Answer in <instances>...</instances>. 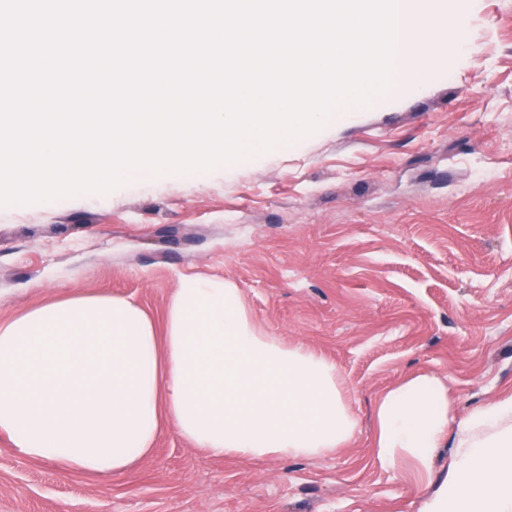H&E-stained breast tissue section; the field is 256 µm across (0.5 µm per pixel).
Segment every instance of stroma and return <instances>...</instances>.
Returning <instances> with one entry per match:
<instances>
[{"label": "stroma", "instance_id": "obj_1", "mask_svg": "<svg viewBox=\"0 0 512 512\" xmlns=\"http://www.w3.org/2000/svg\"><path fill=\"white\" fill-rule=\"evenodd\" d=\"M424 92L203 171L128 173L106 192L0 205V322L74 292L161 316L184 274L242 289L255 321L335 362L359 421L320 458L208 456L175 432L95 477L0 435V512H422L429 472L371 455L383 391L429 371L454 420L512 393V0H448Z\"/></svg>", "mask_w": 512, "mask_h": 512}]
</instances>
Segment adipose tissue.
<instances>
[{
	"mask_svg": "<svg viewBox=\"0 0 512 512\" xmlns=\"http://www.w3.org/2000/svg\"><path fill=\"white\" fill-rule=\"evenodd\" d=\"M448 385L428 372L378 401L373 455L428 471L456 454L422 512H512V394L449 434ZM176 431L212 457L316 458L346 446L358 421L334 363L287 344L251 316L224 278L182 276L155 324L136 301L74 294L0 323V434L25 456L124 474Z\"/></svg>",
	"mask_w": 512,
	"mask_h": 512,
	"instance_id": "adipose-tissue-1",
	"label": "adipose tissue"
}]
</instances>
